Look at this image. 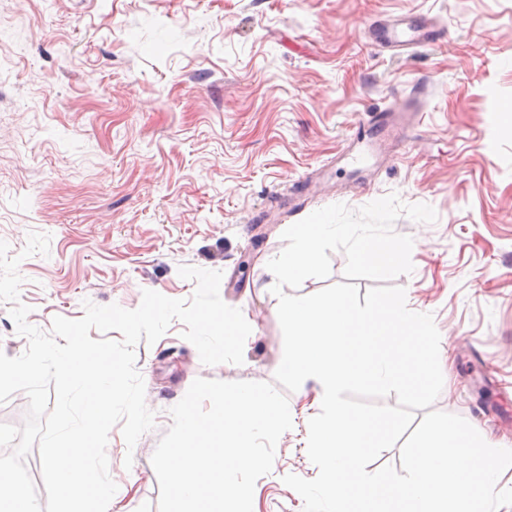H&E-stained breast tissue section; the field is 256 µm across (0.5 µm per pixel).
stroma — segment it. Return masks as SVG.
I'll use <instances>...</instances> for the list:
<instances>
[{"mask_svg": "<svg viewBox=\"0 0 512 512\" xmlns=\"http://www.w3.org/2000/svg\"><path fill=\"white\" fill-rule=\"evenodd\" d=\"M402 19L448 35L381 47ZM406 96L421 111L402 141L366 130L351 164L355 124ZM390 193L437 213L394 224L414 245L393 283L440 333L433 407L512 449V0H0V240L29 323L50 331L87 300L132 310L146 289L190 299L183 265L222 271L221 299L253 323L240 365H204L178 321L136 344L155 426L131 451L110 432L125 512H157L151 457L195 379L273 382L266 264L284 230ZM32 232L48 255L22 257ZM306 437L300 421L282 434L254 512H303L282 478L317 477Z\"/></svg>", "mask_w": 512, "mask_h": 512, "instance_id": "obj_1", "label": "stroma"}]
</instances>
